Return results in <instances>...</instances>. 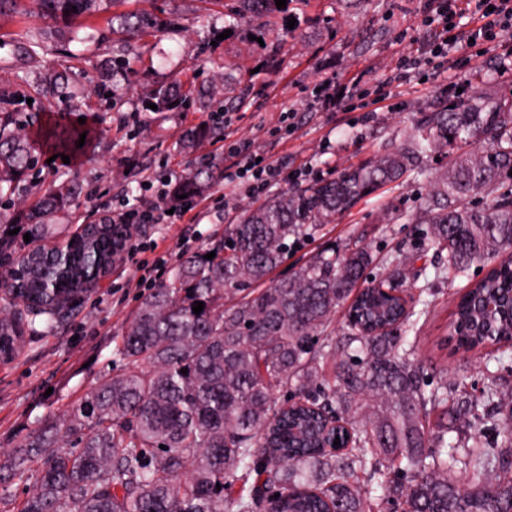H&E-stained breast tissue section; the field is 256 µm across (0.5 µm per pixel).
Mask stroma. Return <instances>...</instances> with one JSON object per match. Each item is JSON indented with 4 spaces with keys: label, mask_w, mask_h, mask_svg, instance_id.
I'll return each mask as SVG.
<instances>
[{
    "label": "stroma",
    "mask_w": 512,
    "mask_h": 512,
    "mask_svg": "<svg viewBox=\"0 0 512 512\" xmlns=\"http://www.w3.org/2000/svg\"><path fill=\"white\" fill-rule=\"evenodd\" d=\"M236 6L237 0H119L108 12L80 20L81 40L64 43L50 60L67 73L71 92L83 93L77 111L68 95L42 97L33 73L20 63L18 40L42 27V19L34 13L0 17V109L33 130L53 121L88 133L64 160L51 145L37 142L39 162L16 189L32 203L52 181L78 178L85 201L71 214L52 217L59 236L78 234L83 225L148 196L150 186L177 182L189 164L178 139L217 111L225 134L252 142L281 167L262 194L267 200L319 176L337 177L396 147L422 112L457 100V83L491 95L512 92L509 34L457 53L447 69L434 62L410 82H392L400 59L426 35L425 0H362L354 7L345 0H290L282 11L226 28ZM135 12L161 19L162 27L133 39L111 22L112 16ZM221 73L222 92L204 98ZM327 78L355 88L340 111L316 109L314 90ZM175 80L192 92L187 105L151 111L147 90ZM380 91L386 98L378 104ZM447 165L444 157L427 159L424 173L379 188L301 240L270 280L282 279L292 265L329 245L359 240L380 258L412 251L419 198ZM196 204L195 223L140 225L136 241L145 258L167 260L166 268L152 272L148 287H137L135 263H115L103 287L88 293L71 317L26 337L17 356L0 361L1 461L40 421L61 415L102 378L119 373L112 352L151 287L183 255L222 237L252 206L244 185L231 179L212 186ZM461 287L458 280L437 284L415 356L429 378L477 395L490 375L512 381V359L487 367L478 356L455 354L445 345Z\"/></svg>",
    "instance_id": "stroma-1"
}]
</instances>
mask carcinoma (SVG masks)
I'll return each mask as SVG.
<instances>
[{"mask_svg": "<svg viewBox=\"0 0 512 512\" xmlns=\"http://www.w3.org/2000/svg\"><path fill=\"white\" fill-rule=\"evenodd\" d=\"M117 0H34L50 24L28 35L22 53L51 96L64 93L45 57L62 37L55 22L98 15ZM77 12H72V9ZM239 15L276 10L275 0H238ZM126 31L156 24L129 14ZM183 97L182 86L149 93L157 111ZM77 135L52 127L63 148ZM224 138L213 120L187 132L182 148ZM26 127L0 112V199L35 166ZM436 152L448 168L420 204L418 248L440 262L433 279L415 268L416 253L386 261L382 289L362 291L376 258L354 243L320 251L288 277L267 283L288 255V239L309 237L379 187L421 172ZM219 177L211 162L175 191L198 196ZM481 192L485 207L472 204ZM79 185H52L26 213L37 238L53 237L47 219L68 210ZM74 244V265L57 276L44 248L16 257V275L0 278V356L17 354L26 330L50 331L88 289L85 273L110 259L112 225ZM512 249V92L465 99L426 112L385 149L341 175L294 186L246 213L227 237L209 242L173 268L121 334L113 354L120 373L103 378L61 417L26 435L0 484L38 475L7 512H366L375 489L403 512H512V388L493 382L478 397L427 381L408 335L427 314L439 281L467 279L455 300L447 341L455 350L505 354L512 345V263L479 280L469 270ZM215 252L211 260L204 255ZM47 279L59 290H47ZM410 287L405 306L390 290ZM204 302L200 314L195 302ZM356 321L340 337L328 328L344 305ZM187 373L182 374L180 370ZM350 429L349 445L320 447L323 421ZM495 432L490 439L478 428ZM466 474L460 484L458 475ZM242 485L244 493L224 499Z\"/></svg>", "mask_w": 512, "mask_h": 512, "instance_id": "cac0c4a2", "label": "carcinoma"}]
</instances>
